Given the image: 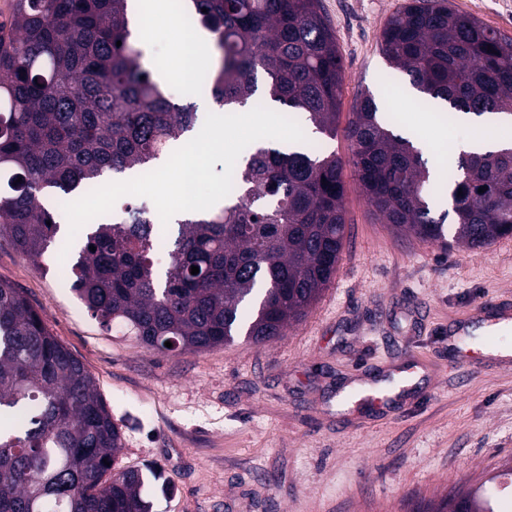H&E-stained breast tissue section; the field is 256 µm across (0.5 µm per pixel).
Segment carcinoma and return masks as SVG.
Masks as SVG:
<instances>
[{
  "label": "carcinoma",
  "mask_w": 512,
  "mask_h": 512,
  "mask_svg": "<svg viewBox=\"0 0 512 512\" xmlns=\"http://www.w3.org/2000/svg\"><path fill=\"white\" fill-rule=\"evenodd\" d=\"M186 9L218 54L207 83L224 111L252 101L262 80L283 112L336 137L343 64L319 0H189ZM132 37L128 0H13L0 33V104H8L0 174L22 181L0 193V240L38 267L56 242L50 207L108 173L154 170L196 122L193 105L169 95ZM379 47L426 100L445 103L449 123L460 113L512 117V37L448 0H407ZM345 136L346 161L316 140L298 150L248 147L224 206L173 225L163 267L153 216L123 203L121 218L87 225L72 291L101 327L118 324L149 351L206 350L242 331L255 343L279 337L336 274L347 164L381 223L398 233L443 249L512 235V146L464 152L444 178H432L422 152L394 133L369 94ZM446 190L450 224L431 206ZM122 447L83 362L0 279V512H150L143 471L111 466ZM473 512H512V504L490 496Z\"/></svg>",
  "instance_id": "obj_1"
}]
</instances>
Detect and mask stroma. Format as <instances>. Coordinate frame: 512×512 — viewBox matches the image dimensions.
Wrapping results in <instances>:
<instances>
[{
  "label": "stroma",
  "instance_id": "35a3bbf8",
  "mask_svg": "<svg viewBox=\"0 0 512 512\" xmlns=\"http://www.w3.org/2000/svg\"><path fill=\"white\" fill-rule=\"evenodd\" d=\"M512 36V0H449ZM403 0H320L344 82L340 123L370 92L394 131L420 127L431 167L447 168L469 126L442 125L402 78H385L379 35ZM145 48L176 66L181 41L154 15ZM346 237L332 283L278 339L245 336L199 352L146 350L104 329L70 288L71 257L35 266L0 242V279L20 288L85 364L123 434L115 466L152 468L151 512H408L512 466V368L450 363L448 329L512 300V236L471 251L398 236L373 214L345 167ZM412 357L416 388L390 406L340 400L359 377Z\"/></svg>",
  "mask_w": 512,
  "mask_h": 512
}]
</instances>
